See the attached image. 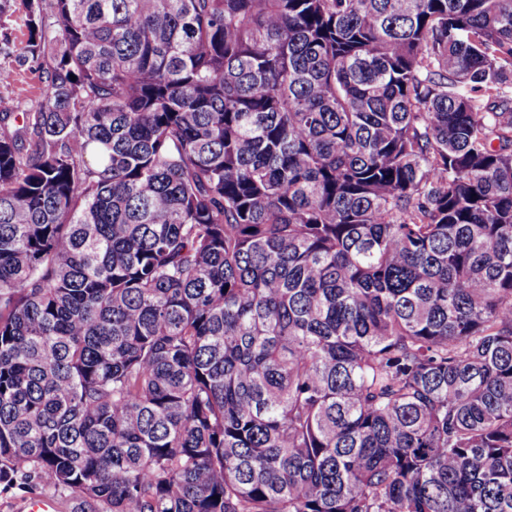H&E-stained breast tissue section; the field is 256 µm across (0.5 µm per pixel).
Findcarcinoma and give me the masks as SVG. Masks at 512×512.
Masks as SVG:
<instances>
[{"mask_svg": "<svg viewBox=\"0 0 512 512\" xmlns=\"http://www.w3.org/2000/svg\"><path fill=\"white\" fill-rule=\"evenodd\" d=\"M22 2L0 486L512 512V0Z\"/></svg>", "mask_w": 512, "mask_h": 512, "instance_id": "cac0c4a2", "label": "carcinoma"}]
</instances>
